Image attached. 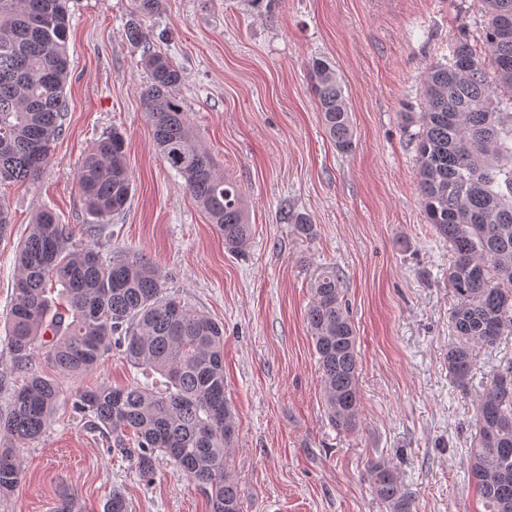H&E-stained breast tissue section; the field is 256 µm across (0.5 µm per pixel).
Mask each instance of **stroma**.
<instances>
[{
    "label": "stroma",
    "mask_w": 512,
    "mask_h": 512,
    "mask_svg": "<svg viewBox=\"0 0 512 512\" xmlns=\"http://www.w3.org/2000/svg\"><path fill=\"white\" fill-rule=\"evenodd\" d=\"M65 130L31 184L0 186L12 216L0 236V377H20L6 345L15 250L44 207L74 241L155 263L167 294L224 325V383L238 424L232 464L243 512H385L366 478L386 457L415 512H484L466 459L479 393L512 361V335L476 351L467 388L448 375V286L455 255L425 221L418 191L421 80L467 35L486 53L481 0H72ZM140 22L154 50L179 66V90L200 142L245 198L252 233L232 253L157 152L142 91L147 73L128 39ZM327 57L349 108L355 148L327 135L309 64ZM119 130L134 192L97 224L72 174L103 134ZM310 216L313 237L279 218ZM336 268L357 333L361 425L341 434L324 414L306 320L311 284ZM112 350L101 367L60 377L62 395L42 437L20 451L22 476L0 512H103L112 491L128 512H209L203 492L167 458L153 479L111 452L77 390L141 382Z\"/></svg>",
    "instance_id": "1"
}]
</instances>
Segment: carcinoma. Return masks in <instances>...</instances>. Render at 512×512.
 <instances>
[{
    "mask_svg": "<svg viewBox=\"0 0 512 512\" xmlns=\"http://www.w3.org/2000/svg\"><path fill=\"white\" fill-rule=\"evenodd\" d=\"M493 72L464 39L451 58L427 71L426 110L417 120L419 193L427 223L455 253L448 284L457 299L448 371L466 387L474 351L512 332V112L493 95L512 94V0H482ZM69 0H0V185L34 182L62 135L68 77ZM142 93L153 141L186 191L224 237L230 251L250 234L240 187L217 170L194 134L179 97L180 68L166 55L146 52ZM311 81L326 131L350 153L353 130L343 88L325 57L311 62ZM88 212L101 224L123 212L133 182L125 140L116 130L99 139L73 172ZM302 236L308 217L285 213ZM14 301L7 344L23 383L0 413V497L20 481L16 449L38 439L55 411L57 380L33 360L36 346L64 376L97 369L112 344L160 385L105 387L79 392L74 405L112 435L113 450L151 478L158 453L174 461L207 497L210 512H243L231 458L238 434L224 385V326L163 290L160 271L143 256L102 257L72 241L68 225L40 210L16 255ZM60 287L58 301L47 294ZM307 323L313 338L325 414L337 431L359 426L357 336L347 314L340 276L325 267L311 283ZM467 470L486 512H512V362L499 368L479 396ZM373 495L386 512H413L414 500L388 460L368 466Z\"/></svg>",
    "mask_w": 512,
    "mask_h": 512,
    "instance_id": "1",
    "label": "carcinoma"
}]
</instances>
